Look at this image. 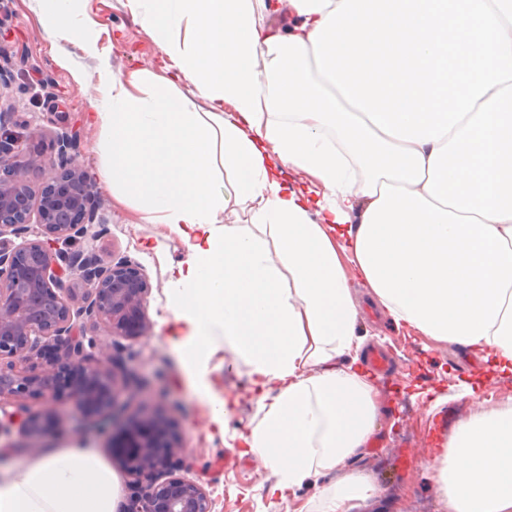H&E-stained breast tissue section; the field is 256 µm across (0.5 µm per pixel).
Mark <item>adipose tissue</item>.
Returning a JSON list of instances; mask_svg holds the SVG:
<instances>
[{"instance_id": "obj_1", "label": "adipose tissue", "mask_w": 512, "mask_h": 512, "mask_svg": "<svg viewBox=\"0 0 512 512\" xmlns=\"http://www.w3.org/2000/svg\"><path fill=\"white\" fill-rule=\"evenodd\" d=\"M341 2L126 0L171 75L122 78L102 62L95 102L116 199L189 245L169 278L180 358L199 372L221 349L228 366L246 364L260 420L241 437L244 454L286 504L311 473L337 474L321 512H353L378 493L343 471L379 411L373 379L339 364L363 346L353 282L397 324L512 373V220L384 178L373 197L332 193L314 175L292 186L266 137L267 40L308 39ZM42 18L50 43L99 55L76 0H42ZM240 201L249 223H223ZM432 470L448 512H512V401L461 420ZM118 483L97 449L49 448L0 475V512H116Z\"/></svg>"}]
</instances>
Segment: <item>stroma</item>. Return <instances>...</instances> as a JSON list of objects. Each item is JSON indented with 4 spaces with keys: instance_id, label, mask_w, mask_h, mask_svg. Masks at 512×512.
<instances>
[{
    "instance_id": "obj_1",
    "label": "stroma",
    "mask_w": 512,
    "mask_h": 512,
    "mask_svg": "<svg viewBox=\"0 0 512 512\" xmlns=\"http://www.w3.org/2000/svg\"><path fill=\"white\" fill-rule=\"evenodd\" d=\"M79 8L100 32L116 76L157 69L161 50L140 20L130 15L125 0H80ZM0 49L11 58L7 76L0 78V116L30 134L15 164L25 168L33 188L42 187L54 175L51 162L57 157L58 134L76 132L77 161L93 184L97 215L96 235L83 238L79 247L104 259L125 257L138 263L152 286L146 307L152 328L132 347L130 366L136 372L138 394L126 400L125 416L139 420L159 414L176 424L180 474L204 485L212 512H286L266 493L273 475L236 446L238 434L260 419L249 394L246 366L227 369L220 353L208 363L206 379L213 393L236 399L219 430L209 424L205 400L169 342L177 325L167 270L185 261L188 251L166 225L149 223L132 207L117 202L105 180L102 131L89 117L91 99L98 94L100 58L67 42L49 47L38 21L37 0H0ZM354 294L364 351L383 350L390 362L388 370L374 376L380 390L375 430L367 448L345 466L379 490L355 512H445L430 467V440L440 430L453 433L460 420L478 411L479 398L499 402L512 397V375L480 385V356L397 327L362 285H355ZM467 385L477 386L478 398L462 397ZM25 407L57 418L43 439L44 447L67 448L78 440L99 449L106 442L103 433L85 429L67 402L31 399ZM228 453L236 456L235 465H225Z\"/></svg>"
}]
</instances>
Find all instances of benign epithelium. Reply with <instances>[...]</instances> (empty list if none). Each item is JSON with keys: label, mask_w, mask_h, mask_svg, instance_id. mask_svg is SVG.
<instances>
[{"label": "benign epithelium", "mask_w": 512, "mask_h": 512, "mask_svg": "<svg viewBox=\"0 0 512 512\" xmlns=\"http://www.w3.org/2000/svg\"><path fill=\"white\" fill-rule=\"evenodd\" d=\"M74 140L58 138L59 172L37 194L11 162L24 140L0 132V402L18 405L0 419V437L15 433L31 449L47 433L42 415L23 411L31 398H64L95 431L116 426L121 394L135 392L113 360V343L97 352L87 331L135 341L149 328L144 270L72 249L95 221L93 186L70 154ZM30 224L40 226L33 239ZM177 448L162 418L110 433L106 451L138 486L121 512H211L201 485L171 475Z\"/></svg>", "instance_id": "benign-epithelium-1"}]
</instances>
